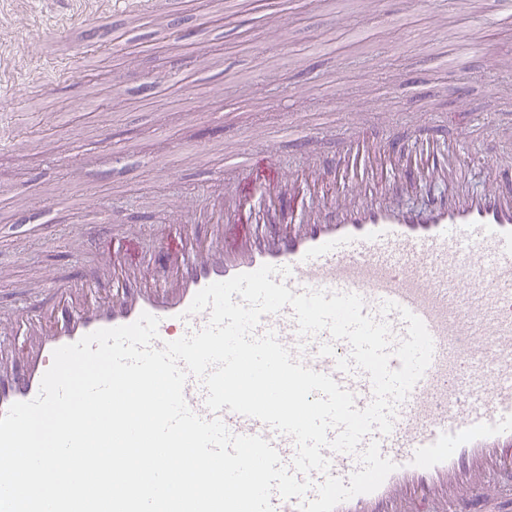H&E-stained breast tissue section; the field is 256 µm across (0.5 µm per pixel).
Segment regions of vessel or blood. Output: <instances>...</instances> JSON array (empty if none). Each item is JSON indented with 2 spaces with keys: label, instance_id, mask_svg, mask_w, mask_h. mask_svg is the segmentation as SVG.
<instances>
[{
  "label": "vessel or blood",
  "instance_id": "vessel-or-blood-1",
  "mask_svg": "<svg viewBox=\"0 0 512 512\" xmlns=\"http://www.w3.org/2000/svg\"><path fill=\"white\" fill-rule=\"evenodd\" d=\"M366 123V116L351 118L342 152L287 175L273 166L261 180L253 151L227 155L225 169L241 182L215 195L198 193L194 211L178 213L191 230L170 258V277H153L152 263L106 253L81 277H48L45 304L0 317V415L38 395L56 348L145 312L159 320L153 346L162 348L207 327L208 312L188 311L198 291L270 265L293 293L359 295L365 313L384 317L396 341L406 335L398 313L406 308L433 340L431 363L396 406L391 432L371 434L395 470L377 490L335 512H512V165L495 167L489 187L469 195L459 189L460 147L472 141L471 127H460L436 158L395 140L367 141ZM338 179L339 194L312 197L297 220L284 221L282 208L308 183ZM433 183L446 191L427 196L421 207L380 202ZM387 301L397 310L382 313ZM270 332L296 360L350 391L357 407L370 403L368 374L336 368V358L350 353L347 342L325 330L300 340L288 306L262 316L253 330L257 337ZM17 335L25 340L19 349L7 342ZM326 343L334 356L319 355ZM184 397L195 414L220 419L232 434L264 437L292 467L297 447L289 435L226 409L210 411L196 376L187 377ZM322 454L330 471L311 472L316 484L328 474L348 480L360 466L355 454Z\"/></svg>",
  "mask_w": 512,
  "mask_h": 512
}]
</instances>
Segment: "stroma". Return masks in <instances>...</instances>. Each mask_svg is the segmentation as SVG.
Returning <instances> with one entry per match:
<instances>
[{
  "label": "stroma",
  "instance_id": "obj_1",
  "mask_svg": "<svg viewBox=\"0 0 512 512\" xmlns=\"http://www.w3.org/2000/svg\"><path fill=\"white\" fill-rule=\"evenodd\" d=\"M0 0V308L25 302L44 270L72 278L93 265L68 236L93 210L111 211L135 236L107 235L129 261L173 248L186 225L172 221L182 191L214 185L226 150L250 148L266 128L282 136L279 158L296 161L284 136L322 118V157L342 146L349 110L389 112L391 131L437 145L472 122L463 186L483 189L512 149L492 133L512 108L494 57L512 54V30L490 23L496 0H300L276 29L264 20L278 0L229 14L215 0ZM100 14L108 35L89 45ZM189 34L192 49L170 38ZM479 48L456 77L445 52ZM183 81L175 85L171 72Z\"/></svg>",
  "mask_w": 512,
  "mask_h": 512
}]
</instances>
